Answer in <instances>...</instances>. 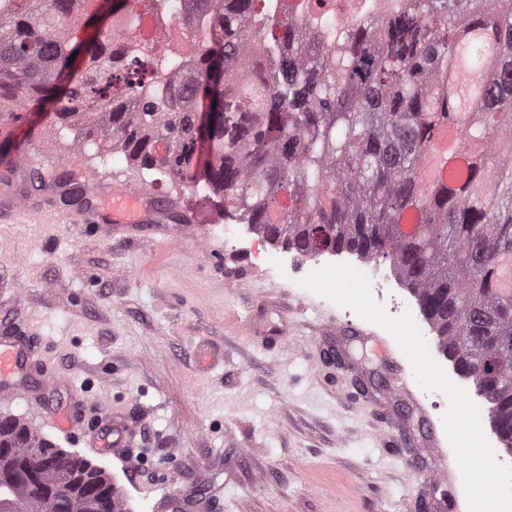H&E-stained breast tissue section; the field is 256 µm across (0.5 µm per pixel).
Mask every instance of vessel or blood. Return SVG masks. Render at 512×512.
Here are the masks:
<instances>
[{
  "instance_id": "1",
  "label": "vessel or blood",
  "mask_w": 512,
  "mask_h": 512,
  "mask_svg": "<svg viewBox=\"0 0 512 512\" xmlns=\"http://www.w3.org/2000/svg\"><path fill=\"white\" fill-rule=\"evenodd\" d=\"M86 194L99 197L106 196L112 201L109 212L102 213L94 208L69 214L68 219L78 229L94 225L101 237L112 235L116 224H141L145 218L137 207L139 190L125 186L118 187L100 177L97 172H90L84 184ZM44 206L36 205L24 191L16 190L0 197V213L19 219L33 214L44 213ZM40 353L29 340L21 335V326L17 321L0 323V399L26 402L35 409L42 410L43 391L55 385L53 377L40 370ZM132 435V424L125 415L115 409H108L98 430L84 436L87 447L117 448L125 451L126 462H133L134 456L128 451Z\"/></svg>"
}]
</instances>
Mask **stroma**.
Returning a JSON list of instances; mask_svg holds the SVG:
<instances>
[{"label":"stroma","instance_id":"35a3bbf8","mask_svg":"<svg viewBox=\"0 0 512 512\" xmlns=\"http://www.w3.org/2000/svg\"><path fill=\"white\" fill-rule=\"evenodd\" d=\"M77 136L30 112L8 140L71 179L142 188L164 217L108 240L49 216L0 221V282L27 284L0 316L20 312L38 342L58 380L46 403L89 431L104 406L125 410L139 463L92 452L24 400L0 415L90 458L130 512H169L173 496L208 497L209 512H468L443 411L388 332L226 244L216 196L119 151L76 152Z\"/></svg>","mask_w":512,"mask_h":512}]
</instances>
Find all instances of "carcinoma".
I'll use <instances>...</instances> for the list:
<instances>
[{
  "label": "carcinoma",
  "instance_id": "1",
  "mask_svg": "<svg viewBox=\"0 0 512 512\" xmlns=\"http://www.w3.org/2000/svg\"><path fill=\"white\" fill-rule=\"evenodd\" d=\"M152 2L0 0V112L81 125L78 150L207 189L272 245L389 262L512 455V0H387L343 33L336 0H186L173 51ZM446 135L460 170L433 161ZM2 443L50 463L0 479V512H123L90 459L10 415Z\"/></svg>",
  "mask_w": 512,
  "mask_h": 512
}]
</instances>
